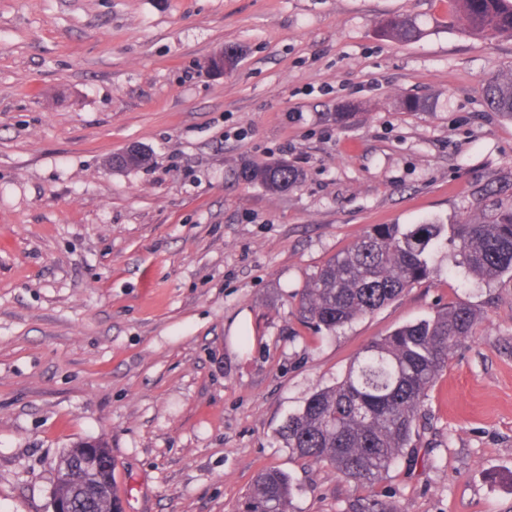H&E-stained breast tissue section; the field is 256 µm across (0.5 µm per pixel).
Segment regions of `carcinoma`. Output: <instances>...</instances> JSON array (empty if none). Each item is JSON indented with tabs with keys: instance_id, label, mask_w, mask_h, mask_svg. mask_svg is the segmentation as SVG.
<instances>
[{
	"instance_id": "obj_1",
	"label": "carcinoma",
	"mask_w": 512,
	"mask_h": 512,
	"mask_svg": "<svg viewBox=\"0 0 512 512\" xmlns=\"http://www.w3.org/2000/svg\"><path fill=\"white\" fill-rule=\"evenodd\" d=\"M448 3L449 18L468 37L512 38V0ZM378 33L407 42L421 30L394 15L380 23ZM483 93L491 109L512 118V73L485 80ZM239 178L278 194L296 185L301 174L290 164L274 170L264 162L244 166ZM443 247L478 281L512 276V209L493 208L482 218L466 215L453 224H377L320 268L301 296L298 316L328 332L349 325L430 279L432 257ZM477 323L469 305L455 303L371 341L336 386L315 392L288 417L279 429L285 447L299 458L330 464L356 489L373 487L410 447L427 391ZM89 445L82 441L65 452L57 468L63 479L55 481L53 495L75 499V512H113L109 494L89 490L93 479L81 466ZM292 495L289 475L264 469L249 488L244 512H288ZM345 512L396 510L374 494L352 496Z\"/></svg>"
}]
</instances>
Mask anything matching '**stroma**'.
Returning <instances> with one entry per match:
<instances>
[{"mask_svg": "<svg viewBox=\"0 0 512 512\" xmlns=\"http://www.w3.org/2000/svg\"><path fill=\"white\" fill-rule=\"evenodd\" d=\"M389 15L423 37H379ZM510 72L512 39L464 36L446 0H0V512H51L63 453L92 439L123 512H237L265 468L290 512H343L351 486L279 428L369 341L457 302L475 333L375 489L398 512H512L511 278L442 249L343 329L296 313L373 225L453 223L487 183L512 207V119L482 93ZM130 146L145 164L112 167ZM279 157L288 191L238 179Z\"/></svg>", "mask_w": 512, "mask_h": 512, "instance_id": "obj_1", "label": "stroma"}]
</instances>
